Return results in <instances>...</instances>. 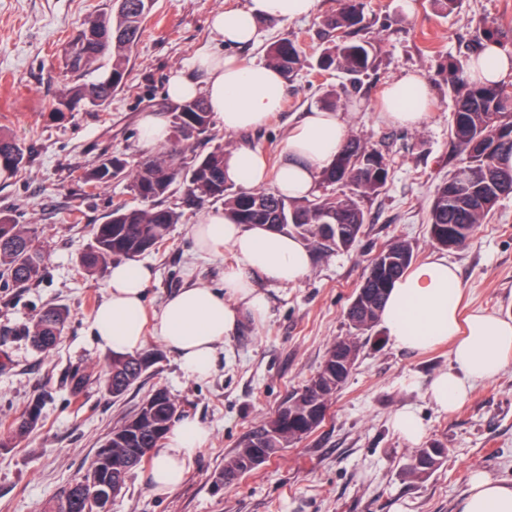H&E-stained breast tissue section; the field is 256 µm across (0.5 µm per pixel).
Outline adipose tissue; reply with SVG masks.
Segmentation results:
<instances>
[{"mask_svg":"<svg viewBox=\"0 0 512 512\" xmlns=\"http://www.w3.org/2000/svg\"><path fill=\"white\" fill-rule=\"evenodd\" d=\"M316 0H248L244 9L213 16L211 26L230 49L256 41V23L262 19L295 20L310 16ZM195 66L206 75L204 88L176 76L170 95L182 100L204 96L228 133H246L263 127L282 106L284 79L269 65L249 63L230 54L202 50ZM468 73L473 81H512V51L489 44L471 56ZM387 124L414 129L429 117V87L420 76L408 74L390 83L381 113ZM347 140L341 113L314 109L304 113L288 136L284 158L268 170L258 151L243 146L224 158V175L246 189L272 184L290 196L312 193L319 173L331 164ZM200 252L213 254L230 248L234 260L224 267L221 291L190 285L168 297L155 316H148L146 295L153 270L143 263L117 260L109 268L106 299L96 309L90 326L94 342L115 354L144 348L147 328L174 352L188 378L211 375L218 349L244 316L261 317L267 298L257 281L294 283L312 264L310 251L297 238L266 224H236L217 209L192 228ZM463 289L456 269L434 257L416 265L392 284L382 312L384 330L403 349L425 352L449 345L451 366L431 383L428 395L448 411L467 400L477 382L498 376L512 363V314L476 311L462 315ZM209 439L195 418L177 421L158 449L149 472L154 490L177 491L187 479L198 451ZM457 512H512V484L470 472Z\"/></svg>","mask_w":512,"mask_h":512,"instance_id":"ef3b65f1","label":"adipose tissue"}]
</instances>
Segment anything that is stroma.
<instances>
[{
  "instance_id": "35a3bbf8",
  "label": "stroma",
  "mask_w": 512,
  "mask_h": 512,
  "mask_svg": "<svg viewBox=\"0 0 512 512\" xmlns=\"http://www.w3.org/2000/svg\"><path fill=\"white\" fill-rule=\"evenodd\" d=\"M405 1L363 0L380 65L342 114L350 135L385 154L389 179L379 196L364 203L367 222L355 249L315 257L297 282L260 283L269 301L266 315L246 320L225 338L217 368L206 379L185 377L175 354L148 336L146 347L160 351L159 362L141 386L115 399L100 376L109 353L88 331L106 295V278L81 274L78 257L112 203L130 193L126 180L118 178L86 196L77 177L106 154H124L132 164L150 154L140 135L142 117L149 112L167 117L175 74L204 82L192 63L202 49L219 46L212 16L244 8L246 0H155L126 83L109 108L85 107L61 117L52 112L62 89L61 47L112 0H0V128L27 152L23 170L0 176V209L35 226L48 253L39 277L26 286L0 281V422L9 423L32 400H44L38 425L0 450V512H42L87 471L112 427L159 386L179 402L183 415L207 427L209 442L174 493L152 489L149 464L134 469L112 512H456L470 471L512 483V364L478 383L462 406L442 412L430 403L427 389L448 369V347L417 354L395 346L379 326L357 336L361 349L354 369L319 428L234 484L217 482L239 442L315 374L333 342L354 334L345 310L369 259L392 241L409 243L416 262L439 255L455 265L467 309L512 314V196L501 199L457 249L438 246L427 224L435 188L456 163L449 137L454 101L440 69L474 45L479 27H512V0H460L448 14L431 0H409L414 5L409 12ZM337 7L338 0H317L309 19L260 22L257 41L232 53L264 60L267 46L286 34L314 57L324 22ZM407 73L421 75L430 88L429 120L414 130L379 118L384 89ZM345 84L340 73L320 76L302 68L285 79L283 109L264 128L228 134L218 121L216 142L228 150L258 148L269 166H276L303 113L319 107L324 90L341 94ZM164 204L180 212L181 221L167 248L145 257L157 273L147 297L151 311L188 284L221 288L224 266L233 259L227 249L206 257L197 252L192 226L215 202L193 203L177 193ZM49 304L65 308L67 318L56 348L44 354L32 347L25 329ZM76 369L91 376L77 401L69 386ZM405 406L414 408L425 426L416 446L391 424L394 412ZM433 445L446 450L441 464L425 477H413L409 467L417 447Z\"/></svg>"
}]
</instances>
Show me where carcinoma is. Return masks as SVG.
<instances>
[{
	"mask_svg": "<svg viewBox=\"0 0 512 512\" xmlns=\"http://www.w3.org/2000/svg\"><path fill=\"white\" fill-rule=\"evenodd\" d=\"M117 9L87 17L83 28L62 49L61 73L64 90L56 102L58 115L83 104L105 109L112 95L124 87L133 51L140 41L144 23L155 0H116ZM362 0H340L336 15L327 21L330 39L315 63L317 72L343 74L350 93L360 91L362 78L379 65L374 44L356 39L363 30ZM512 45V28L484 26L476 43ZM108 67L94 82L80 81V73L101 57ZM265 62L292 76L304 66L305 54L297 40L283 36L266 48ZM455 109L450 137L459 162L448 180L438 186L428 212L431 238L439 246H463L475 228L484 222L501 198L512 194V169L497 164L503 155H512V83L481 85L468 75L466 59L448 60L442 71ZM173 143L128 167L125 158L107 155L85 170L79 182L94 192L120 176L138 203L112 204L107 220L96 225L93 241L81 252V270L94 276L104 272L116 259L132 260L163 247L180 214L162 205L176 192L198 201H221L224 214L237 224H272L295 234L313 252L327 255L348 252L354 247L366 214L363 203L379 195L389 178L385 155L357 137L347 139L334 163L319 175V182L336 187L331 194H313L291 199L272 189H236L224 180V145L206 154H196L193 144L212 134V112L203 98L173 105L169 112ZM26 150L10 134L0 131V174L13 175L26 163ZM327 224H338L345 237L336 239L324 232ZM412 247L395 241L384 247L367 266V273L347 309L352 327L362 333L381 320L388 289L411 266ZM44 255L39 236L30 224H20L7 210L0 209V278L23 286L41 273ZM66 312L48 306L37 313L28 327L33 346L52 349L61 336ZM359 343L349 337L336 341L328 350L317 372L258 431L243 439L225 463L224 472L237 479L268 461L281 449L311 434L325 420L329 401L345 381L338 380L344 363L355 365ZM159 360V353L145 351L112 356L106 362L105 391L114 398L124 396L141 382ZM90 382V375L75 370L70 390L79 398ZM42 414V403L35 401L8 425L9 435L0 437V448L23 437L35 427ZM180 418V405L165 388L154 389L105 437L88 471L100 474L102 482L126 481ZM444 449L421 448L414 455L410 474L428 475L439 464Z\"/></svg>",
	"mask_w": 512,
	"mask_h": 512,
	"instance_id": "cac0c4a2",
	"label": "carcinoma"
}]
</instances>
